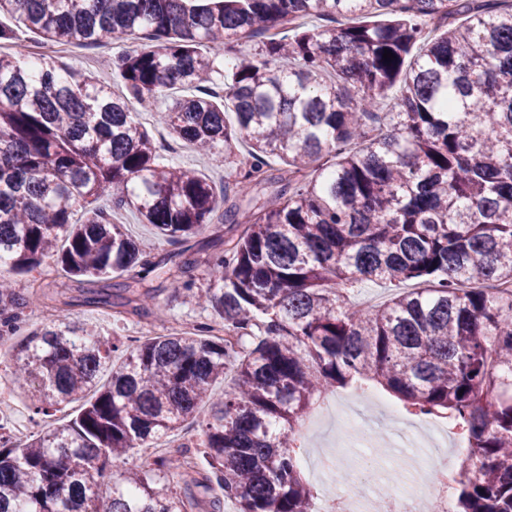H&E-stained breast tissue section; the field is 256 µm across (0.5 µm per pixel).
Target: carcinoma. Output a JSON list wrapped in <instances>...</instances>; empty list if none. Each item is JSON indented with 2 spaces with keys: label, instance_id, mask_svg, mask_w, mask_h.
Here are the masks:
<instances>
[{
  "label": "carcinoma",
  "instance_id": "obj_1",
  "mask_svg": "<svg viewBox=\"0 0 512 512\" xmlns=\"http://www.w3.org/2000/svg\"><path fill=\"white\" fill-rule=\"evenodd\" d=\"M20 32L48 46L134 39L111 60L125 94L32 58ZM2 44L0 340L23 337L8 385L45 415L86 403L24 444L0 426V512H191L193 485L211 512L227 499L314 512L289 442L322 394L365 383L407 410L467 411L454 512H512V294L486 291L512 284V0H0ZM176 87L196 93L157 119L177 142L224 150L220 195L160 163L140 122ZM274 169L276 201L241 207ZM104 197L177 243L224 203L242 231L195 289L95 206ZM47 264L88 283L161 276L208 321L118 362V342L66 315L29 327L34 298L12 276ZM367 282L428 287L360 308L348 292ZM204 403L211 475L142 460L99 491L112 461Z\"/></svg>",
  "mask_w": 512,
  "mask_h": 512
}]
</instances>
